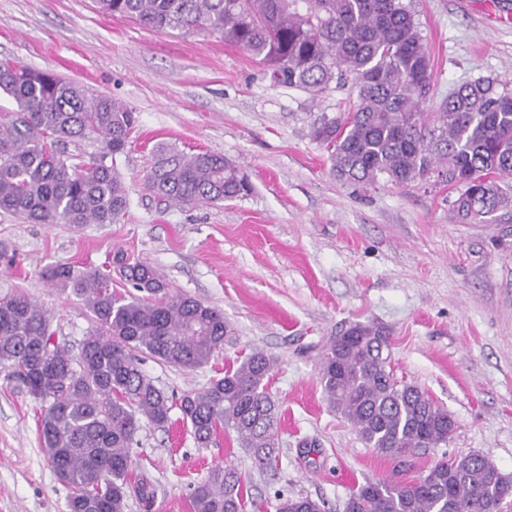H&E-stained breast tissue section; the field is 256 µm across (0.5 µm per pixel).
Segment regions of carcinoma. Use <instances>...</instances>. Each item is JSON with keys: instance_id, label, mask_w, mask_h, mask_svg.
<instances>
[{"instance_id": "cac0c4a2", "label": "carcinoma", "mask_w": 512, "mask_h": 512, "mask_svg": "<svg viewBox=\"0 0 512 512\" xmlns=\"http://www.w3.org/2000/svg\"><path fill=\"white\" fill-rule=\"evenodd\" d=\"M110 16L157 31L203 30L246 50L273 76L316 97L350 86L352 98L332 120L314 127L331 170L365 189L379 180L405 186L441 181L463 187L458 219L485 222L512 207L496 178L512 175V88L478 78L424 111L432 59L416 13L405 0H96ZM0 91L18 106L0 121V211L34 224H112L129 207L116 165L135 128L134 112L93 96L56 75L0 61ZM145 184L168 203L241 199L247 175L223 155L156 149ZM120 276L149 297L119 296L98 269L57 264L43 277L71 289L94 329L78 354L52 342L51 318L23 294L0 301V369L41 403L40 441L48 464L70 488L69 512H125L128 492L149 509L154 489L129 479L133 445L146 418L170 420L172 398L141 367L146 355L192 371L224 347V313L167 284L143 262L115 255ZM389 332L355 324L324 352L320 382L329 406L380 455L406 463L420 448L448 443L454 422L416 385L397 380ZM276 360L254 349L224 376L179 398L182 419L198 446L220 431L262 467L279 448L275 404L267 384ZM512 478L483 453L439 459L422 478L369 480L342 512H500ZM193 512H244L241 475L214 467L191 494ZM275 512H325L308 496L276 495Z\"/></svg>"}]
</instances>
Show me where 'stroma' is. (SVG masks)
<instances>
[{"instance_id":"stroma-1","label":"stroma","mask_w":512,"mask_h":512,"mask_svg":"<svg viewBox=\"0 0 512 512\" xmlns=\"http://www.w3.org/2000/svg\"><path fill=\"white\" fill-rule=\"evenodd\" d=\"M433 61L434 111L463 82L512 81V24L491 0H412ZM50 71L111 97L138 123L117 167L131 204L113 224H30L0 212V299L24 293L48 310L53 340L79 352L92 328L69 290L42 276L70 263L105 269L114 253L150 264L168 295L224 312L232 334L192 371L153 359L143 369L168 394L206 388L251 349L273 355L280 455L263 469L234 433L197 445L172 409L160 428L142 422L131 473L154 488L151 512H191V492L217 465L236 469L249 501L274 512L277 492L340 512L365 480L392 473L351 423L331 409L320 357L356 323L390 332L398 381L417 385L451 415L448 445L418 450L404 473H428L443 454L480 452L512 476V210L484 223L454 215L446 185L340 182L311 135L336 117L348 89L313 98L275 81L245 50L204 31H155L102 14L95 0H0V59ZM214 151L250 178L242 199L172 205L146 190L154 150ZM40 404L0 372V512H68V488L48 464Z\"/></svg>"}]
</instances>
